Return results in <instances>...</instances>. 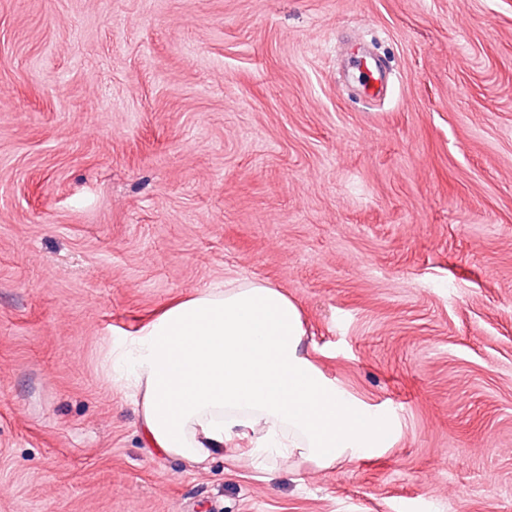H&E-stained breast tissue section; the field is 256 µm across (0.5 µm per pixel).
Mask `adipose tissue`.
<instances>
[{
    "instance_id": "1",
    "label": "adipose tissue",
    "mask_w": 512,
    "mask_h": 512,
    "mask_svg": "<svg viewBox=\"0 0 512 512\" xmlns=\"http://www.w3.org/2000/svg\"><path fill=\"white\" fill-rule=\"evenodd\" d=\"M298 305L259 280L229 282L166 306L103 367L134 392L139 430L159 454L190 466L248 442L256 465L273 458L331 469L377 456L393 419L346 392L312 361Z\"/></svg>"
}]
</instances>
